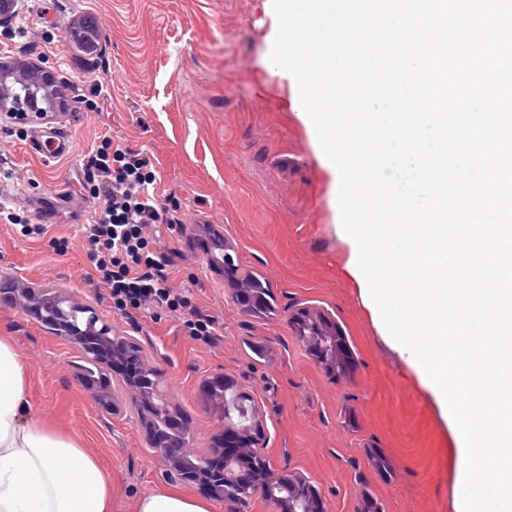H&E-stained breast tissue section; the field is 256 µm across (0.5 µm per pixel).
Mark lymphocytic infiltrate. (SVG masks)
Instances as JSON below:
<instances>
[{"label":"lymphocytic infiltrate","instance_id":"lymphocytic-infiltrate-1","mask_svg":"<svg viewBox=\"0 0 512 512\" xmlns=\"http://www.w3.org/2000/svg\"><path fill=\"white\" fill-rule=\"evenodd\" d=\"M84 177L100 205L82 230L95 276L109 288L114 309L129 318L182 312L190 336L210 343L216 319L169 283L170 259L154 228L163 224L179 231L183 224L158 194L148 159L106 139L92 149Z\"/></svg>","mask_w":512,"mask_h":512}]
</instances>
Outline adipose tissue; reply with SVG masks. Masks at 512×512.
Instances as JSON below:
<instances>
[{
  "instance_id": "ef3b65f1",
  "label": "adipose tissue",
  "mask_w": 512,
  "mask_h": 512,
  "mask_svg": "<svg viewBox=\"0 0 512 512\" xmlns=\"http://www.w3.org/2000/svg\"><path fill=\"white\" fill-rule=\"evenodd\" d=\"M135 510L212 512V506L164 487L142 496ZM0 512H112L108 474L33 411L27 367L6 336H0Z\"/></svg>"
}]
</instances>
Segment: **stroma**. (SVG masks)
Returning a JSON list of instances; mask_svg holds the SVG:
<instances>
[{
  "label": "stroma",
  "mask_w": 512,
  "mask_h": 512,
  "mask_svg": "<svg viewBox=\"0 0 512 512\" xmlns=\"http://www.w3.org/2000/svg\"><path fill=\"white\" fill-rule=\"evenodd\" d=\"M99 26L95 46L71 30ZM278 22L272 0H26L0 27V53L67 76V112L36 123L0 122V188L6 207L35 212L53 204L62 181L67 204L41 235L25 236L0 216V284L17 279L68 293L100 321L134 336L162 386L190 421V442L207 454L224 423L202 384L228 376L256 401L274 469L306 477L329 512H456V451L446 424L406 358L378 331L346 265L350 247L311 119L300 117L299 90L270 66ZM109 92L89 108L95 82ZM63 130L75 151L51 160L36 134ZM142 151L159 192L191 225L162 231L176 251L173 285L217 320L205 345L175 317L137 322L113 313L92 277L81 232L96 201L79 183L92 147L103 139ZM233 249L241 273L264 279L275 313L255 318L232 298L224 269L210 258L217 241ZM305 307L340 327L354 361L336 374L318 365L290 324ZM0 336L10 337L29 368L33 409L72 435L112 477V512H134L176 482L147 444L134 409L99 413L75 366L80 352L0 293ZM387 462L379 471L369 449Z\"/></svg>",
  "instance_id": "obj_1"
}]
</instances>
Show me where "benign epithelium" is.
Returning a JSON list of instances; mask_svg holds the SVG:
<instances>
[{
    "label": "benign epithelium",
    "instance_id": "7a95c632",
    "mask_svg": "<svg viewBox=\"0 0 512 512\" xmlns=\"http://www.w3.org/2000/svg\"><path fill=\"white\" fill-rule=\"evenodd\" d=\"M22 0H0V26L11 23ZM65 111V81L59 74L47 70L38 64L17 63L4 60L0 62V120H40L49 112ZM42 287L26 281H17L13 285V303L20 310L30 313L43 300ZM305 321L316 325L310 334H302L300 341L306 345L315 360L328 369L347 372L353 361L341 331L334 321L317 309L302 308L294 322ZM62 339L83 349L87 340L94 341L89 347L94 356L104 360L121 351H134L142 354L141 345L132 337L115 333L107 326L96 328L89 324L85 329L74 328ZM125 396L133 401L142 398L141 392L132 384L122 382ZM236 397L227 400L222 394L208 393L207 399L219 413L238 411L241 418L237 428L224 433V447L215 448L217 453L214 464L224 469V484H211L210 495L224 502L226 512H243L238 495L229 492L246 476L243 461L259 459L258 472L262 480L259 490L276 487L286 494L279 498L278 512H328L327 504L315 487L297 473H277L270 459L261 451L264 429L260 412L253 398L237 389ZM91 396L98 409L109 415H118L124 407L123 397L111 390H93ZM149 447L156 448L166 462L168 470L176 473L182 470V464L196 458L194 449H181L177 455H171L164 449L165 441L156 435L147 419L140 420Z\"/></svg>",
    "mask_w": 512,
    "mask_h": 512
}]
</instances>
